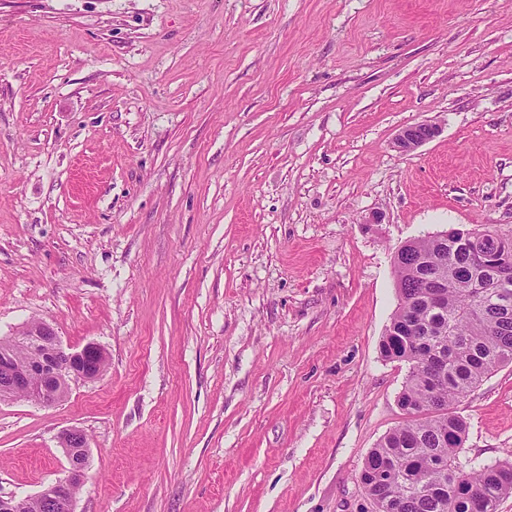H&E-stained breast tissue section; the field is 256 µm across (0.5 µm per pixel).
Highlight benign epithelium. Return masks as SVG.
I'll return each mask as SVG.
<instances>
[{"label":"benign epithelium","instance_id":"obj_1","mask_svg":"<svg viewBox=\"0 0 512 512\" xmlns=\"http://www.w3.org/2000/svg\"><path fill=\"white\" fill-rule=\"evenodd\" d=\"M439 133L437 124L420 122L402 129L394 139L393 148L400 153L411 152L423 146ZM33 353L22 358L17 347ZM91 358L107 361L103 349L89 342L80 348H71L61 341L54 327L43 321H28L13 337L0 343V398L25 399L44 407L58 404L69 390V381H94L103 376L98 370L90 374L82 365ZM77 429H67L60 436L68 466L65 475L45 486L32 497L0 496V512H27L31 502L38 503L41 512H74L76 495L82 484L87 463L74 452L88 447L87 439L73 442Z\"/></svg>","mask_w":512,"mask_h":512}]
</instances>
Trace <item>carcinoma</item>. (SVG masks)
<instances>
[{"label": "carcinoma", "mask_w": 512, "mask_h": 512, "mask_svg": "<svg viewBox=\"0 0 512 512\" xmlns=\"http://www.w3.org/2000/svg\"><path fill=\"white\" fill-rule=\"evenodd\" d=\"M489 231L417 238L394 259L399 308L380 341L408 365L405 420L368 454L359 480L376 512H497L512 495V459L465 467L467 422L454 405L512 363V279L472 260Z\"/></svg>", "instance_id": "carcinoma-1"}]
</instances>
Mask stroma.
I'll list each match as a JSON object with an SVG mask.
<instances>
[{"label":"stroma","instance_id":"1","mask_svg":"<svg viewBox=\"0 0 512 512\" xmlns=\"http://www.w3.org/2000/svg\"><path fill=\"white\" fill-rule=\"evenodd\" d=\"M453 227L512 238V0H0V338L107 355L0 401V496L77 428L75 512H374L394 254ZM455 411L511 456L512 364ZM439 128L436 123L420 122L402 129L394 139L393 148L400 153L411 152L436 137Z\"/></svg>","mask_w":512,"mask_h":512}]
</instances>
